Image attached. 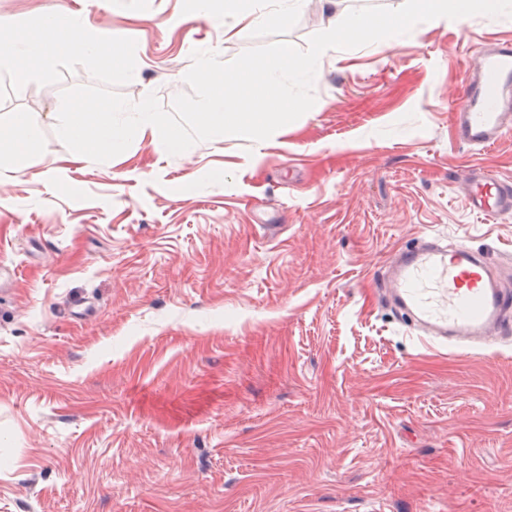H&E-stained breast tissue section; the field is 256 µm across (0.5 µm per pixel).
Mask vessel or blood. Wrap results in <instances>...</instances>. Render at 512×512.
<instances>
[{"label":"vessel or blood","mask_w":512,"mask_h":512,"mask_svg":"<svg viewBox=\"0 0 512 512\" xmlns=\"http://www.w3.org/2000/svg\"><path fill=\"white\" fill-rule=\"evenodd\" d=\"M475 72L452 106L456 142L495 147L512 130V44L482 45ZM472 212L512 215V179L481 169L462 178ZM385 305L414 319L424 337L458 350L491 346L512 333V289L490 254L455 242L421 241L398 250L379 285Z\"/></svg>","instance_id":"vessel-or-blood-1"}]
</instances>
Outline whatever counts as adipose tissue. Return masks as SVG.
Here are the masks:
<instances>
[{"instance_id": "ef3b65f1", "label": "adipose tissue", "mask_w": 512, "mask_h": 512, "mask_svg": "<svg viewBox=\"0 0 512 512\" xmlns=\"http://www.w3.org/2000/svg\"><path fill=\"white\" fill-rule=\"evenodd\" d=\"M310 0H279L277 12L269 13L260 6L243 8V0H223L215 5L214 0H194L192 18L218 20L224 26L225 33H232L244 23L265 24L268 22H287L294 13L302 11ZM39 123L24 112L15 113L9 120H0V160L10 159L15 164L41 155L44 143L38 132Z\"/></svg>"}]
</instances>
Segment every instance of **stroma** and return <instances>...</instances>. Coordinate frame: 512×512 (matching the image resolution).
<instances>
[{
  "label": "stroma",
  "instance_id": "obj_1",
  "mask_svg": "<svg viewBox=\"0 0 512 512\" xmlns=\"http://www.w3.org/2000/svg\"><path fill=\"white\" fill-rule=\"evenodd\" d=\"M63 2L136 40L117 91L167 110L194 50L336 24L318 0L231 37L191 0ZM501 39L512 16L328 50L299 119L175 156L137 138L75 159L52 114L93 84L81 66L0 102L43 116L45 144L0 179V512H512V341L445 355L373 292L424 234L512 279V217L457 189L512 177V133L456 144L448 110Z\"/></svg>",
  "mask_w": 512,
  "mask_h": 512
}]
</instances>
